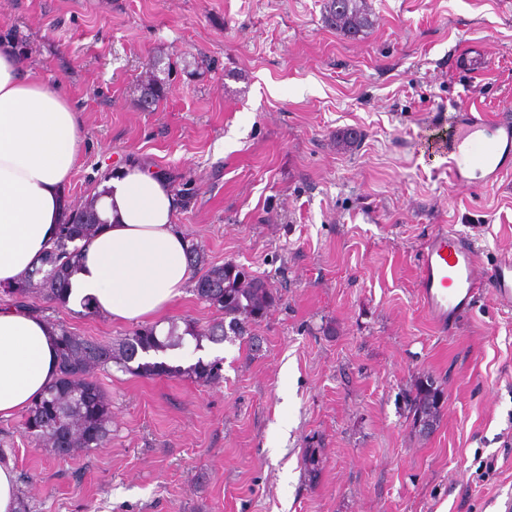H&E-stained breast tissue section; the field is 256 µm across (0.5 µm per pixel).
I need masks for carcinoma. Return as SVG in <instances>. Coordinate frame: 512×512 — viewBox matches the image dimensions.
I'll return each instance as SVG.
<instances>
[{
    "mask_svg": "<svg viewBox=\"0 0 512 512\" xmlns=\"http://www.w3.org/2000/svg\"><path fill=\"white\" fill-rule=\"evenodd\" d=\"M324 10L328 25L343 36H356L373 25L366 0H325ZM3 39L13 44L19 56H29L31 47L18 30L0 35V40ZM171 75L170 65L162 69L157 61L147 64L140 101L157 106L170 91ZM94 200L92 196L80 204L66 205L64 223L45 258L46 269L0 289L16 306L29 307L27 299L32 294H39L51 303L66 304L70 279L81 256L79 242L93 235L99 226ZM191 291L199 301L224 314V318L205 328L186 320L183 331L174 325L163 338L156 334L155 327L140 326L116 344L78 336L64 325H56L57 378L27 410L25 432L57 457L71 456L82 448L99 447L110 435L112 411L107 395L93 379L95 371L115 365L144 377H188L199 383H218L223 379L220 359L207 362L199 359L186 368L163 361H141L135 367L130 363L152 352L179 346L186 336L192 337L199 348L205 340L220 342L230 333L248 336L251 326L265 318L279 301L264 278L254 276L248 282L242 281L238 265L232 262L203 270L194 279ZM440 401L441 390L434 380L420 378L413 385L408 396L409 414L420 433L427 435L433 431L440 414ZM59 434L69 436L67 446L56 443Z\"/></svg>",
    "mask_w": 512,
    "mask_h": 512,
    "instance_id": "obj_1",
    "label": "carcinoma"
}]
</instances>
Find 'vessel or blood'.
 Masks as SVG:
<instances>
[{
	"mask_svg": "<svg viewBox=\"0 0 512 512\" xmlns=\"http://www.w3.org/2000/svg\"><path fill=\"white\" fill-rule=\"evenodd\" d=\"M448 169L460 187L490 186L512 176V122L487 120L466 112L448 119ZM470 237L438 229L419 259L420 296L433 323L441 329L459 324L483 290L512 305V257L497 258L478 273Z\"/></svg>",
	"mask_w": 512,
	"mask_h": 512,
	"instance_id": "obj_1",
	"label": "vessel or blood"
}]
</instances>
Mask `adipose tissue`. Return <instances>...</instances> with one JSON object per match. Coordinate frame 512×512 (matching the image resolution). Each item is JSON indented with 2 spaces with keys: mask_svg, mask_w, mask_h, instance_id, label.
<instances>
[{
  "mask_svg": "<svg viewBox=\"0 0 512 512\" xmlns=\"http://www.w3.org/2000/svg\"><path fill=\"white\" fill-rule=\"evenodd\" d=\"M81 147L78 110L0 41V285L43 264L64 218ZM180 202L166 178L134 163L112 176L95 208L100 230L81 243L67 301L108 320L160 317L191 281ZM56 331L31 310L0 308V418L25 412L57 377Z\"/></svg>",
  "mask_w": 512,
  "mask_h": 512,
  "instance_id": "1",
  "label": "adipose tissue"
}]
</instances>
